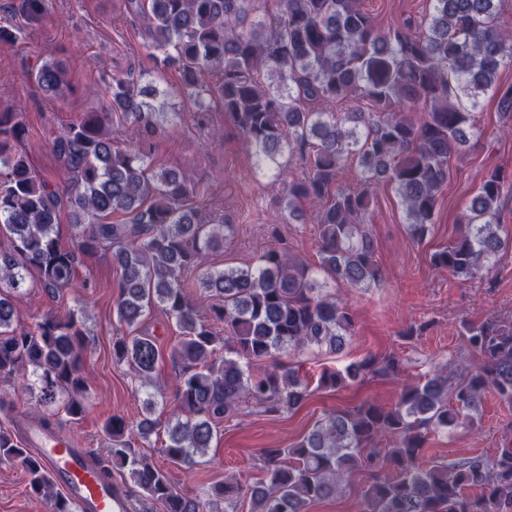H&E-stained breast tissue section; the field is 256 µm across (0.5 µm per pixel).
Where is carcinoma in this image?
Wrapping results in <instances>:
<instances>
[{
  "label": "carcinoma",
  "instance_id": "cac0c4a2",
  "mask_svg": "<svg viewBox=\"0 0 512 512\" xmlns=\"http://www.w3.org/2000/svg\"><path fill=\"white\" fill-rule=\"evenodd\" d=\"M259 0H126L146 22L155 63L176 67L180 93L203 117L217 101L255 149L257 168L288 179V217L305 219L298 204L317 200L320 263L311 268L284 245L245 267L217 269L211 254L224 248L231 224H208L192 199L205 189L174 169L156 170L143 141L117 145L110 112L151 130L163 125L170 92L159 73L108 83L110 110L91 111L53 138L57 158L72 174L59 188L33 174L19 149L26 134L22 112H0V379H21L36 402L26 430L54 429L61 403L74 419L89 409L82 364L88 349L82 316L47 314L15 325L14 293L35 278L50 294L89 288L79 279L87 257L107 247L121 273L116 315L137 331L152 309L180 331L170 358L179 366L177 407L165 427L162 452L189 467L211 447L217 428L251 402L270 412L294 409L310 382L280 358L309 346L340 350L353 336L349 305L327 285L368 288L382 271L365 224L373 189L391 185L406 214L409 234L422 240L433 224L438 193L451 156L480 136L473 111L480 98L498 99L500 119L512 124V84L497 81L512 65V28L501 21V0H431L428 13L379 29L363 0H277L265 20L250 19ZM216 73V80L201 78ZM33 77L50 95L71 89L60 61H46ZM354 103L338 114L333 104ZM423 113L417 122L404 116ZM355 167L361 186L340 181ZM512 178L500 169L481 184L461 216L460 237L433 254V263L457 278L487 267L512 246L498 233L501 198ZM73 215L77 243L63 244L59 212ZM130 215L121 224L100 219ZM465 350L483 365L466 375L438 369L425 382L403 385L394 408L374 404L319 421L289 448H263V477L243 486L226 478L200 496L180 492L151 458L132 450L129 432L146 436L154 421L137 427L111 417L105 433L113 463L130 483L116 492L162 512H309L343 491L347 475L371 472L360 512H512V448L493 456L422 464L428 430L447 429L478 409L488 391L512 402V318L462 322ZM113 360L149 380L160 352L149 336H117ZM395 357L369 359L346 375L326 372L324 388L346 380L400 371ZM0 463L21 467L30 492L52 502V512H77L54 491L51 477L0 428Z\"/></svg>",
  "mask_w": 512,
  "mask_h": 512
}]
</instances>
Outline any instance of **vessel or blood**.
Returning <instances> with one entry per match:
<instances>
[{
  "label": "vessel or blood",
  "mask_w": 512,
  "mask_h": 512,
  "mask_svg": "<svg viewBox=\"0 0 512 512\" xmlns=\"http://www.w3.org/2000/svg\"><path fill=\"white\" fill-rule=\"evenodd\" d=\"M25 445L78 512H134L131 500L116 496L111 486L99 479L88 462V449L74 447L63 435L41 430L30 431Z\"/></svg>",
  "instance_id": "1"
}]
</instances>
